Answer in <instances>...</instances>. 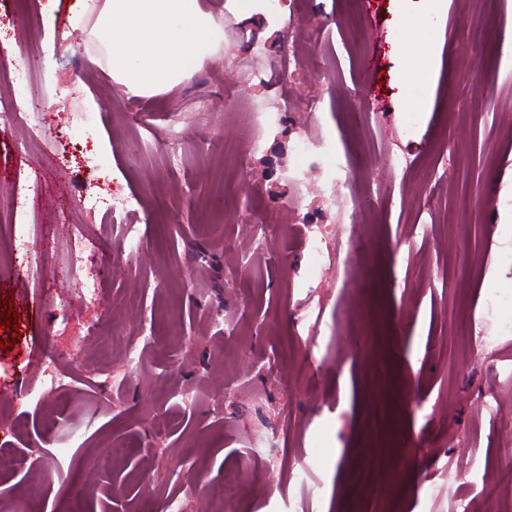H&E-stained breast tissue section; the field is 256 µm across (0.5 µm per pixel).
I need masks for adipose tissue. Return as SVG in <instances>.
<instances>
[{
    "mask_svg": "<svg viewBox=\"0 0 512 512\" xmlns=\"http://www.w3.org/2000/svg\"><path fill=\"white\" fill-rule=\"evenodd\" d=\"M69 22L92 23L113 78L134 95L171 90L197 73L221 30L200 0H74ZM399 57L407 64L401 97L410 111H420L432 70L423 57L405 51Z\"/></svg>",
    "mask_w": 512,
    "mask_h": 512,
    "instance_id": "obj_1",
    "label": "adipose tissue"
}]
</instances>
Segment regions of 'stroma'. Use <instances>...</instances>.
Returning <instances> with one entry per match:
<instances>
[{
	"instance_id": "obj_1",
	"label": "stroma",
	"mask_w": 512,
	"mask_h": 512,
	"mask_svg": "<svg viewBox=\"0 0 512 512\" xmlns=\"http://www.w3.org/2000/svg\"><path fill=\"white\" fill-rule=\"evenodd\" d=\"M284 2L272 29L201 0L223 20L218 50L138 96L89 60L68 0H0V38L30 49L39 93L0 125V197L27 194L41 238L0 264L21 335L0 348V383L43 393L0 413L10 512H199L196 489L236 470L215 512H456L461 496L512 512V0H441L433 97L413 123L397 87L401 0ZM49 11L71 49L49 48ZM470 26L485 35L475 52ZM88 125L96 166L74 146ZM302 134L316 147L298 160ZM336 179L366 205L336 206L367 241L353 266L332 244L313 258L300 224ZM115 189L141 199L134 254L121 218L76 204ZM254 214L270 227L261 246ZM355 308L362 324L344 316ZM471 321L492 358L461 336ZM49 354L65 390L41 385Z\"/></svg>"
}]
</instances>
